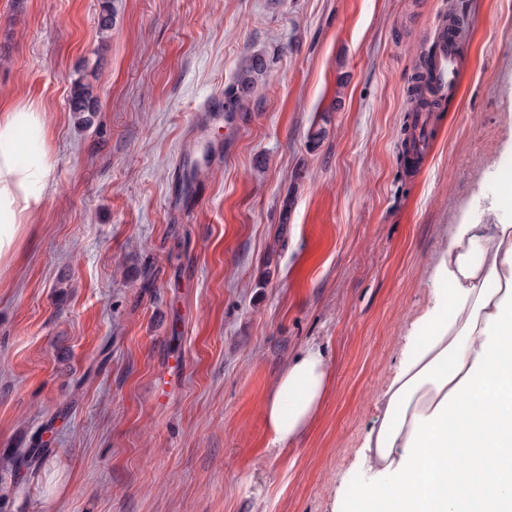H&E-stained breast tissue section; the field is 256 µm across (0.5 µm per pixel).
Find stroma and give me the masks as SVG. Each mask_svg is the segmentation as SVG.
Listing matches in <instances>:
<instances>
[{
    "instance_id": "obj_1",
    "label": "stroma",
    "mask_w": 512,
    "mask_h": 512,
    "mask_svg": "<svg viewBox=\"0 0 512 512\" xmlns=\"http://www.w3.org/2000/svg\"><path fill=\"white\" fill-rule=\"evenodd\" d=\"M111 3L104 39L102 0H0V103L41 106L51 159L0 263V512H333L456 225L512 221V0ZM451 11L467 72L414 171L407 87ZM256 55L246 111L203 118ZM311 345L324 397L273 446ZM98 100L93 94L92 85L84 77L74 80L69 99V111L87 124L97 112ZM326 385L327 362L319 347H308L282 369L264 409L274 446H285L304 433L319 409Z\"/></svg>"
}]
</instances>
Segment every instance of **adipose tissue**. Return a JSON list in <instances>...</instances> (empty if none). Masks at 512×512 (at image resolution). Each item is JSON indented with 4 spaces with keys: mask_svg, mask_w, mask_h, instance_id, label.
<instances>
[{
    "mask_svg": "<svg viewBox=\"0 0 512 512\" xmlns=\"http://www.w3.org/2000/svg\"><path fill=\"white\" fill-rule=\"evenodd\" d=\"M47 138L34 102L0 107V260L49 189ZM437 277L362 446L371 480L340 491L347 512H512V224L458 225ZM326 385L321 348L282 369L264 409L273 445L304 433Z\"/></svg>",
    "mask_w": 512,
    "mask_h": 512,
    "instance_id": "ef3b65f1",
    "label": "adipose tissue"
}]
</instances>
